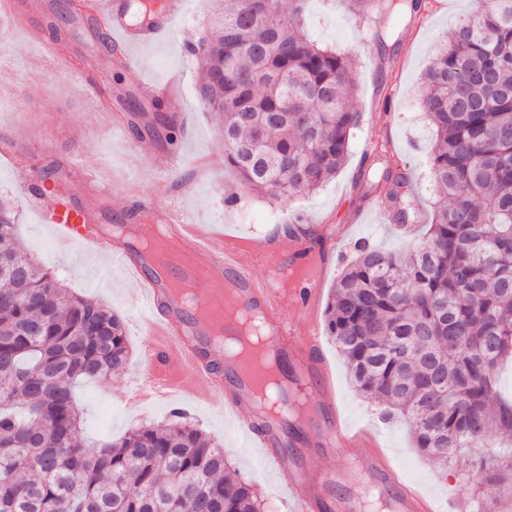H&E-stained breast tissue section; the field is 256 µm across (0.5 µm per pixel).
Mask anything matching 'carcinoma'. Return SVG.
Wrapping results in <instances>:
<instances>
[{"instance_id": "carcinoma-1", "label": "carcinoma", "mask_w": 512, "mask_h": 512, "mask_svg": "<svg viewBox=\"0 0 512 512\" xmlns=\"http://www.w3.org/2000/svg\"><path fill=\"white\" fill-rule=\"evenodd\" d=\"M304 2L224 0L189 44L201 101L220 118L224 166L240 185L288 198L336 176L358 112L355 63L304 29ZM155 0H126L150 26ZM439 194L407 254L365 243L327 305L328 334L356 390L405 418L416 448L448 466L469 453L479 512L512 492V0H475L425 73ZM383 181L406 206L411 184ZM130 358L122 319L74 294L20 241L0 202V512H266L224 449L175 408L102 444L83 436L76 383Z\"/></svg>"}]
</instances>
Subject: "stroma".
<instances>
[{"mask_svg":"<svg viewBox=\"0 0 512 512\" xmlns=\"http://www.w3.org/2000/svg\"><path fill=\"white\" fill-rule=\"evenodd\" d=\"M40 2L41 9L29 13L24 28L0 10V102L9 106L0 112V142L11 143L25 157L48 143L53 158L63 163L92 154L103 175L117 185L109 202L113 217H123L141 199L161 200L175 193L186 211L244 248L251 239L273 233L287 215H301L304 226L313 230L310 251L319 262L320 292L311 318L321 326L326 323L327 302L344 258L353 255L358 243L404 253L422 240L438 200L429 166L435 134L421 104L423 75L438 46L472 10L471 0H428L425 11L399 17L390 11V0H370L360 13L347 0H307L305 27L310 37L319 46L356 61L352 106L361 120L336 177L289 202L241 190L224 166L219 122L197 95L199 64L188 45L204 33L205 19L222 10V0H185L183 14L168 37L132 46L139 60L132 68L117 63L111 33L82 14L80 0ZM53 21L67 26L63 47L71 56L109 71V82L98 87L96 94L86 91L82 75L38 68L46 53L47 26ZM149 82L170 84L181 104L171 137L148 132L133 136L131 116L114 98L116 89L133 90ZM174 147L181 152L178 167L160 174L156 158ZM393 167L409 179L414 194L403 230L380 198L381 176ZM41 171L39 164L18 167L0 157V200L15 212L19 237L37 262L55 271L73 292L101 301L125 319L132 352L123 372L77 385L87 438L109 441L133 428L162 422L172 409L184 407L190 421L221 444L228 464L253 484L270 512H289L286 488L273 472L256 465V449L224 421L218 406L199 410L183 405L176 396L129 406L128 397L147 368L137 287L125 279L118 262L75 245H59L49 227L37 223L23 188L40 183ZM231 191L239 193L240 200L229 208L224 196ZM321 345L331 363L336 405L346 425L374 428L401 478L434 503H442L451 491L467 494L461 480L466 455H458L445 468L423 457L405 421L382 420L381 403L356 392L329 336H322Z\"/></svg>","mask_w":512,"mask_h":512,"instance_id":"1","label":"stroma"}]
</instances>
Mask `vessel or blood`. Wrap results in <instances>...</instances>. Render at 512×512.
<instances>
[{
	"instance_id": "1",
	"label": "vessel or blood",
	"mask_w": 512,
	"mask_h": 512,
	"mask_svg": "<svg viewBox=\"0 0 512 512\" xmlns=\"http://www.w3.org/2000/svg\"><path fill=\"white\" fill-rule=\"evenodd\" d=\"M82 11L118 32L125 43H147L172 30L182 12V0H169L163 19L147 30L129 26L120 0H83ZM75 180L88 189V196L70 193ZM113 189L112 182L101 177L96 159L82 155L61 170L52 190H31L30 202L40 223L49 225L59 242L81 246L91 253L117 252L123 256L129 276L138 284L150 310L145 321L150 362L146 379L154 390L164 395L202 391L221 395L225 419L253 437L262 463L285 484L291 512H346L345 501L334 497V490L352 488L363 479L389 496L393 512H434L429 498L400 481L390 460L379 451L373 429L345 430L334 408L331 372L316 327L309 322L299 326L285 319L279 280L253 272V259L281 255L280 244L259 237L243 250L226 244L223 236L207 231L203 225L188 223L170 209L167 222L196 262L181 265L161 255L148 260L132 238L120 241L112 235L106 202ZM169 279L203 288L212 283H232L240 305L265 316L271 352L288 364L282 400H289L300 387L317 390L322 398L311 422L301 427V439L293 452L284 449L285 415L259 412L248 399L259 380L257 372L225 363L208 333L200 330L194 312L171 301L165 285ZM335 448H352L356 454L326 474L313 476L308 459L330 454Z\"/></svg>"
}]
</instances>
